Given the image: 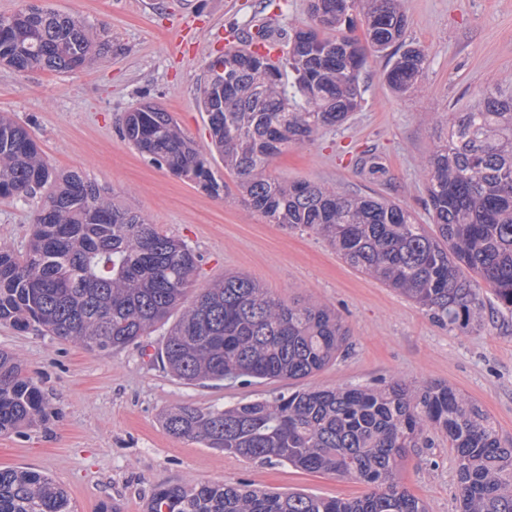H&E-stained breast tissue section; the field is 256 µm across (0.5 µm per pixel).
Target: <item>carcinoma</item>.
I'll return each instance as SVG.
<instances>
[{
	"instance_id": "obj_1",
	"label": "carcinoma",
	"mask_w": 512,
	"mask_h": 512,
	"mask_svg": "<svg viewBox=\"0 0 512 512\" xmlns=\"http://www.w3.org/2000/svg\"><path fill=\"white\" fill-rule=\"evenodd\" d=\"M310 23L280 56L272 47L226 52L200 87L215 151L241 199L268 223L313 231L351 267L468 333L483 321L480 290L512 313V81L437 115L448 136L427 165L433 227L399 204L344 194L270 172L284 149L313 142L361 108L369 57L404 94L428 70L404 41L403 0H309ZM362 25L365 37L354 34ZM100 48L83 22L27 3L0 16V64L19 73L89 67ZM275 86L258 96L266 71ZM139 152L219 197L209 157L171 113L151 103L127 113ZM41 193L24 251L0 248V323L34 324L90 352H111L179 317L158 358L188 384L304 380L346 347L349 331L325 306L285 302L243 273L191 293L197 255L138 213L101 196L77 172L58 176L26 127L0 115V198ZM53 408L12 353L0 349V433L43 422ZM170 435L259 462L353 478L352 499L217 483L154 489L146 512H428L396 479L408 454L448 438L457 459L458 512H512V447L489 416L440 382L301 388L224 409L181 405L161 414ZM0 512H74L66 490L36 471L0 468Z\"/></svg>"
}]
</instances>
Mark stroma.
Masks as SVG:
<instances>
[{"instance_id": "obj_1", "label": "stroma", "mask_w": 512, "mask_h": 512, "mask_svg": "<svg viewBox=\"0 0 512 512\" xmlns=\"http://www.w3.org/2000/svg\"><path fill=\"white\" fill-rule=\"evenodd\" d=\"M76 16L110 43L87 70L16 72L0 65V113L25 125L49 164L75 171L116 203L145 215L198 255L196 287L228 272L250 276L287 302L326 305L349 331L346 350L306 379L312 388L442 382L476 401L503 445H512V314L482 291L484 323L462 333L439 326L425 309L346 264L323 238L288 231L237 196L220 158L212 167L229 191L215 198L157 166L124 138L126 112L152 103L170 112L201 150L211 146L198 86L229 35H251L257 16L272 17L268 40L287 49L309 21L308 0H42ZM406 41L424 48L426 77L408 94L384 79L385 58L362 74L364 101L341 126L274 159V175L325 184L342 193L380 196L430 223L425 166L444 127L437 112H454L494 84L512 78V0H405ZM376 157L382 170L362 168ZM38 196L0 199V247L24 250ZM165 328L110 353L87 351L31 327L0 324L10 351L50 398L55 412L41 426L0 434V468L49 475L76 512H146L156 486L246 483L326 498L361 495L351 478L311 474L176 438L161 425L164 410L222 408L295 390L292 380L251 385L187 384L157 362ZM455 454L441 435L412 452L399 479L430 512H457Z\"/></svg>"}]
</instances>
